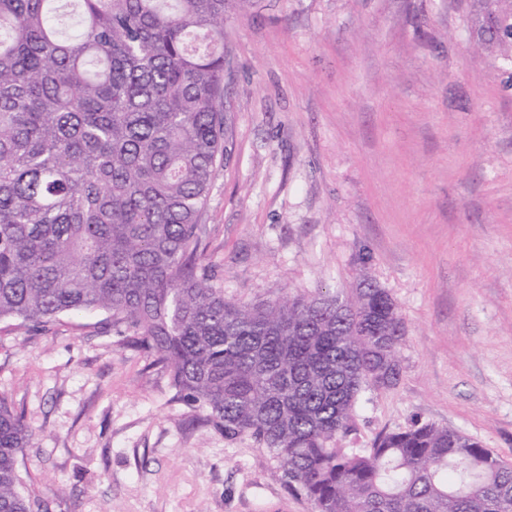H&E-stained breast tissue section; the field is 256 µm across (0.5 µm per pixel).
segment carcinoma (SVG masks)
Here are the masks:
<instances>
[{
  "instance_id": "obj_1",
  "label": "carcinoma",
  "mask_w": 512,
  "mask_h": 512,
  "mask_svg": "<svg viewBox=\"0 0 512 512\" xmlns=\"http://www.w3.org/2000/svg\"><path fill=\"white\" fill-rule=\"evenodd\" d=\"M0 0V322L103 312L174 397L253 438L312 512H512V463L447 427L338 448L368 390L398 383L399 307L368 269L336 294L224 299L201 263L223 154L227 0ZM512 88V0H471ZM33 431L0 396V512Z\"/></svg>"
}]
</instances>
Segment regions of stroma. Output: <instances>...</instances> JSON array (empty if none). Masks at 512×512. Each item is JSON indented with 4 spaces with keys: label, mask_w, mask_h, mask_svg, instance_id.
I'll return each mask as SVG.
<instances>
[{
    "label": "stroma",
    "mask_w": 512,
    "mask_h": 512,
    "mask_svg": "<svg viewBox=\"0 0 512 512\" xmlns=\"http://www.w3.org/2000/svg\"><path fill=\"white\" fill-rule=\"evenodd\" d=\"M470 0H229L224 160L201 259L225 298L349 288L368 268L405 326L349 448L414 422L512 463V89ZM0 323V396L29 425L48 512H311L250 437L172 402L169 372L103 330Z\"/></svg>",
    "instance_id": "obj_1"
}]
</instances>
